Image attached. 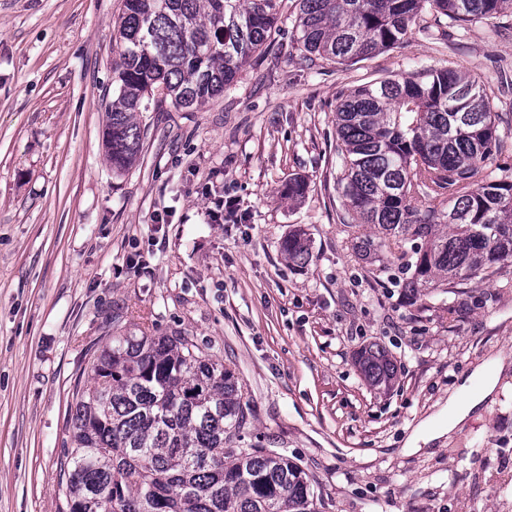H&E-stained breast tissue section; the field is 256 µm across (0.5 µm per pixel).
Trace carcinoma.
I'll return each mask as SVG.
<instances>
[{
  "label": "carcinoma",
  "mask_w": 512,
  "mask_h": 512,
  "mask_svg": "<svg viewBox=\"0 0 512 512\" xmlns=\"http://www.w3.org/2000/svg\"><path fill=\"white\" fill-rule=\"evenodd\" d=\"M291 41L305 56L362 60L409 38L423 11L448 26L493 23L512 0H297ZM281 0H124L103 133L112 173L136 162L163 87L177 108L224 93L280 21ZM500 116L478 80L448 68L343 95L336 130L343 224L355 254L402 261L411 300L512 266V166L491 167ZM281 250L303 268L305 233ZM358 366L375 388L397 370L378 344ZM71 394L70 448L57 461V512H315L307 473L264 448L236 450L248 412L235 372L184 336H113Z\"/></svg>",
  "instance_id": "obj_1"
}]
</instances>
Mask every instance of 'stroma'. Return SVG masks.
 <instances>
[{
    "mask_svg": "<svg viewBox=\"0 0 512 512\" xmlns=\"http://www.w3.org/2000/svg\"><path fill=\"white\" fill-rule=\"evenodd\" d=\"M123 0H0V512H56L75 381L109 335L185 336L234 369L261 444L309 475L316 512H512V267L407 302L353 252L337 185L336 105L374 79L451 68L479 79L508 130L512 15L423 31L372 58L308 60L292 6L235 85L138 116V158L112 173L103 130ZM305 178L299 199L284 191ZM233 199L232 217L219 206ZM303 229L312 260L280 248ZM397 367L375 388L355 363ZM494 392L410 448L481 365ZM357 362L361 373L371 386L387 389L395 382L396 366L380 345L371 344L362 349Z\"/></svg>",
    "mask_w": 512,
    "mask_h": 512,
    "instance_id": "1",
    "label": "stroma"
}]
</instances>
